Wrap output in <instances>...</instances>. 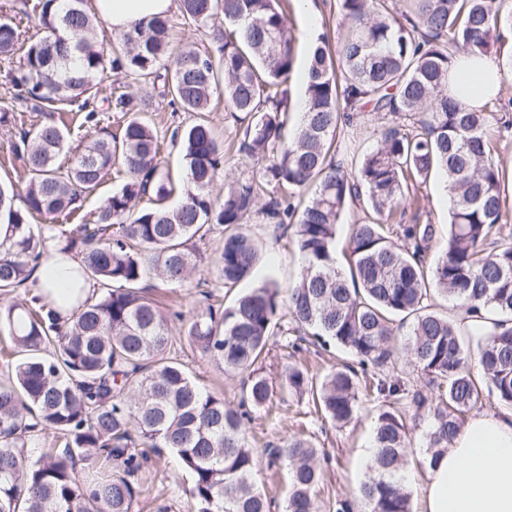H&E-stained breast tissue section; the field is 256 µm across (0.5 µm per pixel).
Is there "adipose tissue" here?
I'll use <instances>...</instances> for the list:
<instances>
[{"label": "adipose tissue", "instance_id": "adipose-tissue-1", "mask_svg": "<svg viewBox=\"0 0 512 512\" xmlns=\"http://www.w3.org/2000/svg\"><path fill=\"white\" fill-rule=\"evenodd\" d=\"M177 7V0H92L91 10L109 29L123 33ZM455 67L477 88L467 105L479 107L497 95L500 74L495 62L460 57ZM80 269L75 256L52 252L33 275L32 296L45 298L61 318H69L74 305L93 291ZM419 493L421 512H512V409L473 415L448 452L429 464Z\"/></svg>", "mask_w": 512, "mask_h": 512}]
</instances>
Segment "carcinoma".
I'll return each mask as SVG.
<instances>
[{"mask_svg":"<svg viewBox=\"0 0 512 512\" xmlns=\"http://www.w3.org/2000/svg\"><path fill=\"white\" fill-rule=\"evenodd\" d=\"M54 2L42 0L35 41L23 40L13 20L0 21V55L26 45L3 114L18 103L37 116L67 109L92 122L107 71L160 81L175 108L207 112L222 73L225 109L245 128L228 149L204 120L175 132L187 167L181 184L161 162L157 134L137 118L118 138L91 136L64 172L56 161L69 145L59 125L38 121L13 143L30 179L23 194L0 186V293L26 284L50 242L75 253L101 292L74 306L65 322L35 297L0 309V329L13 343L5 353L11 369L0 379V512H132L135 477L148 451L159 448L190 473L197 512H271L274 501L254 482L259 459L245 421L272 404L262 363L275 336L279 289L266 284L228 306L209 304L184 325L192 347L242 376L234 407L200 388L172 355L177 339L168 316L144 284L152 277L177 286L196 270L203 257L188 242L206 225L223 228L213 265L224 286L250 276L262 245L240 225L254 212L276 232L293 229L301 269L285 303L291 347L334 344L355 357L319 380L288 364L280 388L310 396L322 419L338 426L358 418L363 400L376 402L375 451L359 493L367 512H411L408 435L426 424L434 461L486 394L512 407L508 161L488 136L496 116L490 104L473 109L448 96L456 56H491L502 31L512 30V10H504L505 0H411L400 16L389 0H336L347 34L335 49L324 39L313 48L303 112L291 132L295 39L280 0H179L183 19L213 31L214 48L187 46L167 62L168 17L122 33L106 56L93 43L101 21L83 0H65L59 11ZM112 98L122 112L146 107L116 90ZM367 113L384 119L377 145L347 162L336 150L337 132ZM230 152L256 172L225 176L218 202L211 187ZM116 161L128 181L92 222L71 232L53 223L72 214ZM437 173L446 183L448 228L432 261L434 225L404 217L419 208L418 189ZM309 188L303 206L297 197ZM175 194L179 202L170 207ZM145 197L152 205L138 207ZM353 205L364 220L339 245L336 227ZM37 216L50 223H31ZM435 293L452 302L455 315L436 310ZM488 309L501 319L487 331ZM414 372L424 386L410 385ZM44 430L58 435L60 447L25 453ZM317 454L296 436L267 448L268 465L288 466L283 512H318Z\"/></svg>","mask_w":512,"mask_h":512,"instance_id":"obj_1","label":"carcinoma"}]
</instances>
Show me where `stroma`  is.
Returning a JSON list of instances; mask_svg holds the SVG:
<instances>
[{
  "label": "stroma",
  "instance_id": "35a3bbf8",
  "mask_svg": "<svg viewBox=\"0 0 512 512\" xmlns=\"http://www.w3.org/2000/svg\"><path fill=\"white\" fill-rule=\"evenodd\" d=\"M287 25L295 38V67L292 74L290 96L292 103H299L304 83L302 75L311 52L308 42L307 23L299 0H289ZM122 84L125 92L137 98H146L151 109L143 118L156 132L161 144L160 157L173 177L184 174V161L179 147L173 146L172 134L194 123L205 120L212 126L219 140L229 142L240 131L236 117L224 109L222 93H214L209 112H181L173 110L168 99L160 94L159 87L126 79L116 80L113 74L102 78L103 91H111L113 84ZM125 112L116 111L112 105H98L96 123L88 124L80 112L53 113L54 122L70 127L72 145L82 143L84 137L93 133L119 135L122 125L128 120ZM30 123L29 113L13 112L8 122L0 123V181L26 185L27 171L21 160L12 152L10 143L17 140L22 128ZM382 126L381 119L370 115L351 128L340 129L336 145L343 155L362 154L372 147ZM424 200L420 212V223L434 225L436 236L432 242V254H439L443 234L448 224V203L444 197L440 176H432L420 190ZM249 233L260 240L262 257L253 273L236 288L227 289L218 280L213 266H201L196 275L189 277L174 288L151 289L165 314L171 315L170 329L173 336L183 333V321L201 312L207 304L230 303L238 295L267 283L287 289L296 277L300 260L289 238L276 237L271 225L262 222L260 215H252L246 225ZM207 280L212 293L204 299L198 285ZM177 357L193 379L205 390L223 396L230 404L240 399V377L225 374L221 365L203 356L189 344L179 345ZM375 411L373 402H364L359 421L344 427L324 424L311 403L297 397L276 392L272 411H257L246 425V439L256 454H263L267 445L277 444L289 436L301 434L310 439L318 449L322 479L316 490V500L321 507H328L336 500L354 497L356 489L366 473L371 450V417ZM138 494L133 512H195L196 506L189 495L191 476L184 471L176 457L163 455L151 457L137 477Z\"/></svg>",
  "mask_w": 512,
  "mask_h": 512
}]
</instances>
